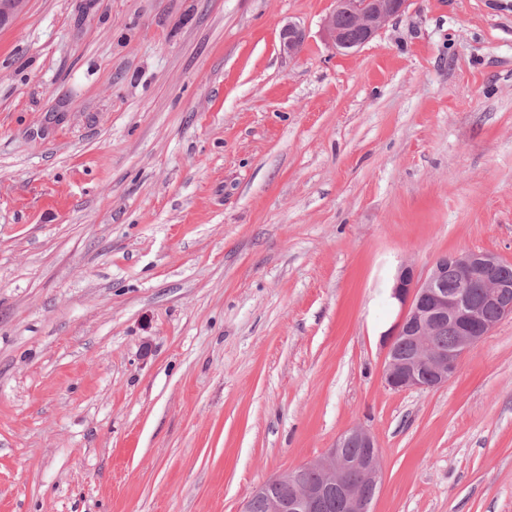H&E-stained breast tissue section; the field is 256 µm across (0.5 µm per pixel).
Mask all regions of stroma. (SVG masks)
<instances>
[{
	"mask_svg": "<svg viewBox=\"0 0 512 512\" xmlns=\"http://www.w3.org/2000/svg\"><path fill=\"white\" fill-rule=\"evenodd\" d=\"M333 6L0 29V512H238L353 427L372 512H512V317L431 390L381 339L401 262L512 261V0H410L350 54Z\"/></svg>",
	"mask_w": 512,
	"mask_h": 512,
	"instance_id": "obj_1",
	"label": "stroma"
}]
</instances>
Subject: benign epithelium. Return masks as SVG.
Returning a JSON list of instances; mask_svg holds the SVG:
<instances>
[{"label": "benign epithelium", "mask_w": 512, "mask_h": 512, "mask_svg": "<svg viewBox=\"0 0 512 512\" xmlns=\"http://www.w3.org/2000/svg\"><path fill=\"white\" fill-rule=\"evenodd\" d=\"M29 0H0V28L22 14ZM408 0H335L334 9L325 17L324 30L333 51L346 54L372 40L393 17L401 15ZM349 20L358 33L350 41L343 20ZM305 40L302 28L287 25L281 34L282 50L293 56ZM512 264L494 252L465 250L437 257L427 273L420 276L412 264H399L394 276L391 298L399 313L389 332L383 335L385 385L394 391L433 389L448 384L464 356L504 318L512 316V283L500 276V270ZM459 282L450 293L442 288L448 278ZM491 310L493 318L487 317ZM453 328L455 343L448 350L434 348L432 338ZM409 343L408 351L397 352L400 342ZM357 446L364 453L350 457L345 449ZM321 474L314 485H302L296 471L277 476L293 486L292 504L280 499L270 501V512H321L327 502L338 497L343 512H371V498L362 483L378 485L380 460L377 443L362 427H354L337 439L323 457L309 462Z\"/></svg>", "instance_id": "1"}]
</instances>
